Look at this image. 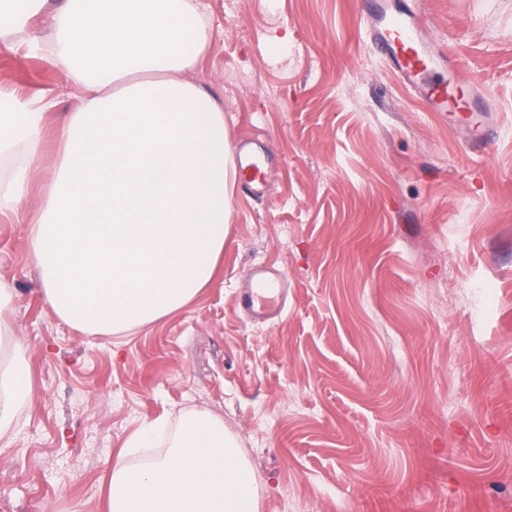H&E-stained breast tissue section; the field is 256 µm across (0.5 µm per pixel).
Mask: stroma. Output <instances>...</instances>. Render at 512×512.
<instances>
[{
	"label": "stroma",
	"mask_w": 512,
	"mask_h": 512,
	"mask_svg": "<svg viewBox=\"0 0 512 512\" xmlns=\"http://www.w3.org/2000/svg\"><path fill=\"white\" fill-rule=\"evenodd\" d=\"M192 78L230 143L262 136L278 171L235 194L209 288L121 336L45 303L17 220L0 219L8 320L31 393L0 441V512H103L123 444L190 409L223 419L260 512H512V0H410L480 84L498 134L480 156L375 62L367 0H207ZM78 89L0 42V89ZM294 286L265 325L238 312L252 266Z\"/></svg>",
	"instance_id": "1"
}]
</instances>
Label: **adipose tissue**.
Wrapping results in <instances>:
<instances>
[{
  "label": "adipose tissue",
  "mask_w": 512,
  "mask_h": 512,
  "mask_svg": "<svg viewBox=\"0 0 512 512\" xmlns=\"http://www.w3.org/2000/svg\"><path fill=\"white\" fill-rule=\"evenodd\" d=\"M46 22L53 63L82 93L55 132V100L0 90V215L19 216L45 302L89 335L142 329L214 278L237 183L224 109L188 72L210 48L205 0H0V42ZM31 391L25 349L0 322V439ZM236 438L204 410L153 424L112 467L106 512H259Z\"/></svg>",
  "instance_id": "ef3b65f1"
}]
</instances>
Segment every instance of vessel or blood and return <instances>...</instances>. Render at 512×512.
<instances>
[{"mask_svg":"<svg viewBox=\"0 0 512 512\" xmlns=\"http://www.w3.org/2000/svg\"><path fill=\"white\" fill-rule=\"evenodd\" d=\"M371 50L431 112L446 115L472 141L486 139L495 119L484 89L471 82L461 70L453 52L435 50L419 28L417 18L401 0H373L365 15ZM272 154L268 149L238 147L237 163L245 175L244 188L256 194L272 175ZM249 289L241 293V306L253 319L264 320L273 313L267 298L256 288L267 285L286 294L292 283L286 273L268 266L252 267Z\"/></svg>","mask_w":512,"mask_h":512,"instance_id":"vessel-or-blood-1","label":"vessel or blood"}]
</instances>
